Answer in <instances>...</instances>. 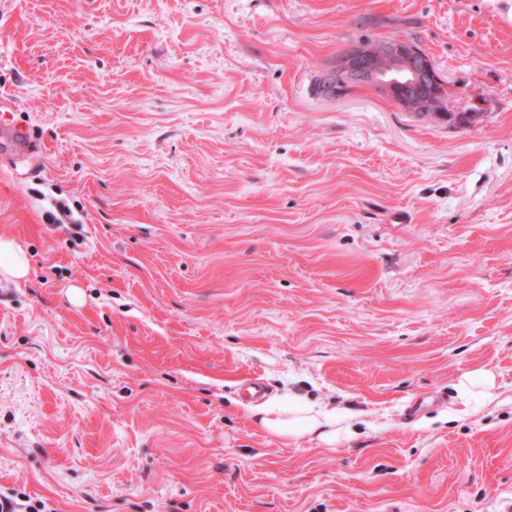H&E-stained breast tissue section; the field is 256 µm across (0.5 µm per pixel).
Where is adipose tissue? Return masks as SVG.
<instances>
[{
	"mask_svg": "<svg viewBox=\"0 0 512 512\" xmlns=\"http://www.w3.org/2000/svg\"><path fill=\"white\" fill-rule=\"evenodd\" d=\"M250 411L259 416L268 433L285 440L310 437L332 445L349 434L347 413L295 397L282 403L254 405Z\"/></svg>",
	"mask_w": 512,
	"mask_h": 512,
	"instance_id": "ef3b65f1",
	"label": "adipose tissue"
}]
</instances>
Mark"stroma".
<instances>
[{
  "label": "stroma",
  "mask_w": 512,
  "mask_h": 512,
  "mask_svg": "<svg viewBox=\"0 0 512 512\" xmlns=\"http://www.w3.org/2000/svg\"><path fill=\"white\" fill-rule=\"evenodd\" d=\"M512 0H0V491L52 512L512 502ZM417 38L452 127L372 87ZM72 222L54 223L58 204ZM492 371L466 407L459 379ZM348 410L336 447L246 409ZM364 41L363 44L375 48L382 42L379 64L361 46L351 47L336 58L333 66L319 78L323 95L337 97L343 91V83H368L376 91L396 102L405 112H426L423 118L435 119L451 126H459L466 112H449L448 104L440 93L427 96L438 84L434 65L422 47L408 44L407 41L394 40ZM424 51L423 52H421ZM399 72L403 78L387 75ZM445 113L443 118L436 115ZM29 272V261L13 238L0 236V276L21 282ZM496 388V376L489 370L466 374L457 386L459 396L465 404H469L471 399L482 403L492 401L496 397Z\"/></svg>",
  "instance_id": "35a3bbf8"
}]
</instances>
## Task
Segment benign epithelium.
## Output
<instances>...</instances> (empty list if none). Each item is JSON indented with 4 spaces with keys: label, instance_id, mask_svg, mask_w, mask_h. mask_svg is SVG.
<instances>
[{
    "label": "benign epithelium",
    "instance_id": "7a95c632",
    "mask_svg": "<svg viewBox=\"0 0 512 512\" xmlns=\"http://www.w3.org/2000/svg\"><path fill=\"white\" fill-rule=\"evenodd\" d=\"M379 58L383 63L361 46L349 48L319 78L323 95L339 96L345 83H367L406 112L448 111L441 94H429L438 80L430 57L421 48L406 41L387 40L380 47Z\"/></svg>",
    "mask_w": 512,
    "mask_h": 512
}]
</instances>
